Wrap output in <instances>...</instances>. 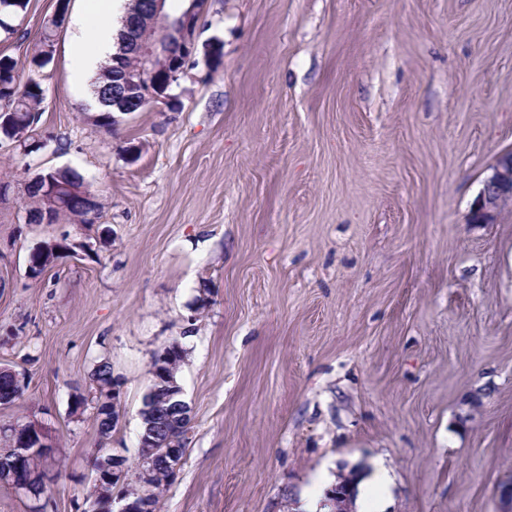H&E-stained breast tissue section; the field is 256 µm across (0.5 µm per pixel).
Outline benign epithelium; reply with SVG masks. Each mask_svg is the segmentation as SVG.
<instances>
[{
	"label": "benign epithelium",
	"instance_id": "obj_1",
	"mask_svg": "<svg viewBox=\"0 0 512 512\" xmlns=\"http://www.w3.org/2000/svg\"><path fill=\"white\" fill-rule=\"evenodd\" d=\"M139 4L135 10L124 15L123 28L125 41L123 50L118 52L121 63L116 65L117 73L112 79V97L124 98L130 90L138 94L136 106L147 107L157 103L166 104L169 96L166 90L185 72L196 51L197 32L201 16L208 0H190L189 7L177 18L171 17L164 9L165 0H133ZM30 134L27 123L18 120L13 112L12 98L0 99V139L14 144L24 143ZM43 186L38 200L46 207H56L57 187L50 185L48 178L39 173L28 184ZM512 210V149L500 153L490 175L486 178L480 197L470 213L472 224H494L503 211ZM57 244L50 243L41 247L39 261L29 262L28 271L45 269L55 259ZM43 431L35 422H27L16 428L11 437L10 453L15 458L31 457L37 453L42 457H51L50 443L43 441V447L34 450L20 447V437L29 430ZM101 466L108 469L112 484L127 483L126 462L118 455H109L106 449ZM51 465L38 469L29 468L24 477L14 473L0 474V485L26 498L32 497L31 489L44 485L50 479ZM356 475L352 472L342 474L328 498L329 512H357L355 506Z\"/></svg>",
	"mask_w": 512,
	"mask_h": 512
}]
</instances>
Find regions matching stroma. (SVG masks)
I'll list each match as a JSON object with an SVG mask.
<instances>
[{
	"instance_id": "1",
	"label": "stroma",
	"mask_w": 512,
	"mask_h": 512,
	"mask_svg": "<svg viewBox=\"0 0 512 512\" xmlns=\"http://www.w3.org/2000/svg\"><path fill=\"white\" fill-rule=\"evenodd\" d=\"M80 5L41 147L0 144V368L27 382L0 424L48 427V512L93 493L95 409L73 395L111 363L110 446L135 469L174 343L193 424L162 512H297L323 464L378 461L384 512H512V212L469 221L512 149V0H209L173 106L109 130L71 80ZM54 7L31 0L0 52L29 54ZM62 168L94 223H31L27 180Z\"/></svg>"
}]
</instances>
